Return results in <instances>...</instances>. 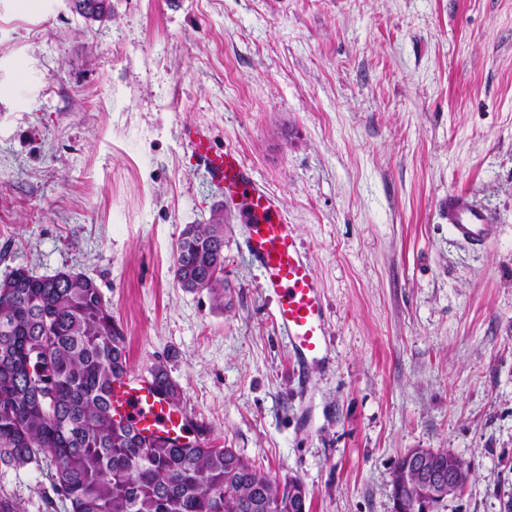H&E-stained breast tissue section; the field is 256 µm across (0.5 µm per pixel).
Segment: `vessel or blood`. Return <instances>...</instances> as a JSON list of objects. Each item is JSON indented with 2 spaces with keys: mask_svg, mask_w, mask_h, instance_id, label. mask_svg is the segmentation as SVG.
Returning <instances> with one entry per match:
<instances>
[{
  "mask_svg": "<svg viewBox=\"0 0 512 512\" xmlns=\"http://www.w3.org/2000/svg\"><path fill=\"white\" fill-rule=\"evenodd\" d=\"M188 146L210 186L242 203L245 246L259 285L273 298V320L287 340L303 385H310L312 373L331 362L332 338L323 287L294 225L288 224L274 195L250 177L239 155L215 149L208 135L189 138ZM447 214L456 240L482 249L494 239L492 216L466 194H449ZM111 402L115 417L131 421L146 436L177 439L190 424L189 415L162 396L146 375L127 374L114 380Z\"/></svg>",
  "mask_w": 512,
  "mask_h": 512,
  "instance_id": "1",
  "label": "vessel or blood"
}]
</instances>
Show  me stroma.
<instances>
[{"label":"stroma","instance_id":"stroma-1","mask_svg":"<svg viewBox=\"0 0 512 512\" xmlns=\"http://www.w3.org/2000/svg\"><path fill=\"white\" fill-rule=\"evenodd\" d=\"M0 0V279H94L132 371L163 363L213 446L310 512H395L408 449L464 459L434 512H512V0ZM278 200L322 282L334 363L301 395L275 303L181 132ZM491 212L473 250L448 195ZM224 216V303L171 268ZM68 512L36 465L0 495ZM76 11L82 17L94 21L111 17V6L108 0H76Z\"/></svg>","mask_w":512,"mask_h":512}]
</instances>
